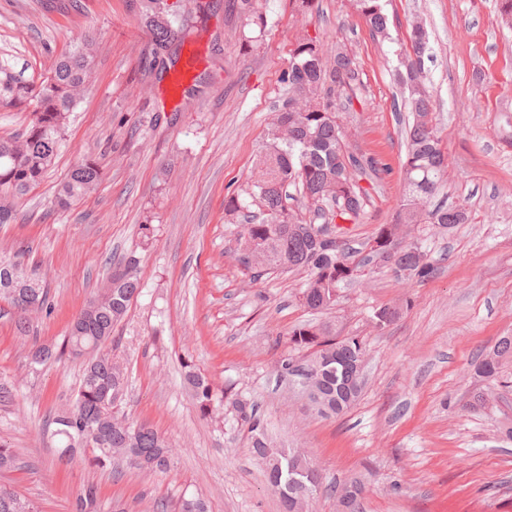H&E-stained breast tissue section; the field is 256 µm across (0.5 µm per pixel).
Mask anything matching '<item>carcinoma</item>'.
<instances>
[{
  "label": "carcinoma",
  "mask_w": 512,
  "mask_h": 512,
  "mask_svg": "<svg viewBox=\"0 0 512 512\" xmlns=\"http://www.w3.org/2000/svg\"><path fill=\"white\" fill-rule=\"evenodd\" d=\"M265 0H240V14L261 27L267 23ZM356 14L375 36L389 37V18L384 0H353ZM144 20L153 32L152 52L176 45L178 13L168 0H148ZM413 57L402 61L401 76L408 91L407 104L412 124L406 131V153L402 164L403 197L391 224L380 225L374 240L391 250V269L400 279H426L434 269L418 243L402 244L401 227L430 224L442 232L468 220L462 206L426 209L447 168V157L432 125V98L421 80L428 32L421 24L410 33ZM92 41L74 44L69 55L56 65L51 76L36 86L7 65H0V107L13 108L30 100L36 109L28 128L19 136L0 138V224L14 216L6 200L20 199L44 178L59 149L68 114L81 99L90 82L89 58ZM358 79L354 56L344 47L326 48L319 40L304 36L291 51L287 71L281 77L284 93L272 112L267 142L258 155L245 202L241 194L224 198L225 214L241 224L238 255L242 265L258 280L271 270L287 268L306 274L299 301L311 310L328 311L336 305L339 285L364 275L363 267L380 259L376 251L355 261L336 244L339 225L336 216L357 222L365 213L368 191L359 185L367 178L379 179L387 167L373 155L357 152L344 139L340 114L350 111ZM101 181L96 160L87 158L60 184L54 199L66 210L73 202L92 194ZM300 187L301 203H290L287 188ZM255 206L258 214L245 210ZM139 258L133 254L115 266L107 285L89 300L73 320L63 349L85 358L82 382L74 402L55 419L60 453L91 449L90 465L114 468L126 461L139 468L137 459L155 463L153 472L167 473L173 465V450L150 424L133 422L125 411L112 412V396L125 395L127 368L106 343L114 327L126 316L138 293ZM0 300L7 302L15 316L18 335L30 333L31 319L49 314L52 304L45 280L18 260L0 259ZM399 316L391 306L377 308L371 322L384 329ZM290 350L280 355L281 374L295 363L313 371L316 412L336 417L358 399L362 380L356 364L365 361V346L356 336L338 338L326 327L301 326L289 338ZM58 356L51 346L33 344L32 364H43ZM512 359V336L501 337L493 350L473 370V378L486 379L498 373L503 360ZM184 380L195 408L203 418L215 419L224 399L217 397L211 381L193 361H182ZM231 405L236 420L250 435L253 456L264 467L267 482L280 484L283 512H308L322 488L319 468L311 458L292 448L277 449L267 434L258 410L250 400L236 393ZM20 467L14 450L0 445V471ZM0 512H40L26 497L0 488ZM73 512H102L96 486L87 484L76 494Z\"/></svg>",
  "instance_id": "1"
}]
</instances>
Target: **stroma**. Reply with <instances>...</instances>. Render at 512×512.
Returning a JSON list of instances; mask_svg holds the SVG:
<instances>
[{"label":"stroma","mask_w":512,"mask_h":512,"mask_svg":"<svg viewBox=\"0 0 512 512\" xmlns=\"http://www.w3.org/2000/svg\"><path fill=\"white\" fill-rule=\"evenodd\" d=\"M186 21L180 54H197L189 85L174 94L151 54L142 0H0V61L42 81L76 39L96 42L95 80L70 116L53 166L0 225V257L27 246L53 311L34 318L33 337L14 331L0 309V443L22 466L0 487L34 500L41 512H72L75 491L97 487L104 508L153 512L198 496L209 512H281L231 412L199 417L181 361L192 358L217 390L253 401L277 441L305 449L323 484L364 485L362 512H512V361L483 381L486 409L468 407L471 372L482 353L512 336V29L495 22L496 0H388V39L374 38L352 0H318L312 13L294 0H267L266 28L246 23L236 0H173ZM429 33L424 81L448 169L433 204L463 205L467 223L439 233L409 228L436 267L404 280L368 265L342 284L333 309L302 306L305 277L281 270L252 280L236 253L238 225L224 198L243 192L278 104L291 49L302 36L341 44L355 56L357 100L345 121L355 143L390 168L369 189L359 223L343 225L346 248L367 251L391 223L403 194L405 124L398 52L413 21ZM102 170L96 193L61 210L55 192L83 159ZM155 240L140 249V227ZM140 259V292L115 328L113 352L127 368L124 409L153 426L174 451L165 474L88 465L59 457L52 419L74 400L83 361L72 356L33 367L32 343L60 346L73 319L130 253ZM400 309L384 331L374 309ZM330 324L366 347L364 383L344 414L323 418L275 361L293 329Z\"/></svg>","instance_id":"obj_1"}]
</instances>
